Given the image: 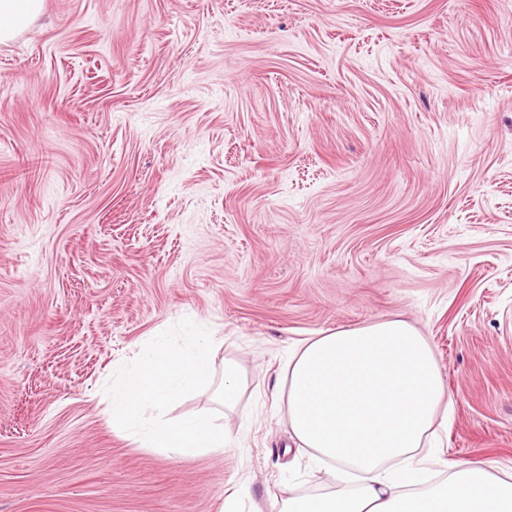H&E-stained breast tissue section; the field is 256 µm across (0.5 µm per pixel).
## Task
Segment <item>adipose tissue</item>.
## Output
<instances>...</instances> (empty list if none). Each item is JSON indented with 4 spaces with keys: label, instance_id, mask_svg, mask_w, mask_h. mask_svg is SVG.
Wrapping results in <instances>:
<instances>
[{
    "label": "adipose tissue",
    "instance_id": "ef3b65f1",
    "mask_svg": "<svg viewBox=\"0 0 512 512\" xmlns=\"http://www.w3.org/2000/svg\"><path fill=\"white\" fill-rule=\"evenodd\" d=\"M43 0H0V43L41 13ZM445 385L427 340L401 320L339 329L306 340L288 357V421L301 445L341 462L354 489L288 496L282 512H512V475L487 464L452 466L447 479L420 492L410 459L437 428Z\"/></svg>",
    "mask_w": 512,
    "mask_h": 512
}]
</instances>
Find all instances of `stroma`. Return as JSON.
Wrapping results in <instances>:
<instances>
[{"label": "stroma", "instance_id": "1", "mask_svg": "<svg viewBox=\"0 0 512 512\" xmlns=\"http://www.w3.org/2000/svg\"><path fill=\"white\" fill-rule=\"evenodd\" d=\"M214 374L113 428L115 364L183 318ZM401 319L452 401L411 467L512 474V0H44L0 44V512H280L340 488L288 445V354ZM246 388L245 379L237 367L231 362H225L224 375L218 387L219 398L225 408H233Z\"/></svg>", "mask_w": 512, "mask_h": 512}]
</instances>
